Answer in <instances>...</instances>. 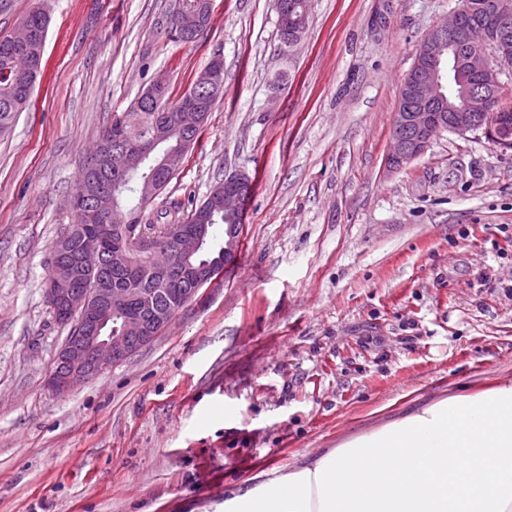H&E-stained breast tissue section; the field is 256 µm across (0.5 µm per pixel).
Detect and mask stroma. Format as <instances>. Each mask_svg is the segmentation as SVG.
<instances>
[{
	"label": "stroma",
	"instance_id": "35a3bbf8",
	"mask_svg": "<svg viewBox=\"0 0 512 512\" xmlns=\"http://www.w3.org/2000/svg\"><path fill=\"white\" fill-rule=\"evenodd\" d=\"M170 0H9L50 16L29 109L0 137V512H215L228 488L512 379V148L439 133L386 168L416 49L459 0H312L284 44L273 0H213L196 43ZM224 98L165 193L254 187L224 284L125 362L58 395L68 326L46 299L78 170L158 73L214 57Z\"/></svg>",
	"mask_w": 512,
	"mask_h": 512
}]
</instances>
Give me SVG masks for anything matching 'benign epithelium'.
Here are the masks:
<instances>
[{"label": "benign epithelium", "instance_id": "benign-epithelium-1", "mask_svg": "<svg viewBox=\"0 0 512 512\" xmlns=\"http://www.w3.org/2000/svg\"><path fill=\"white\" fill-rule=\"evenodd\" d=\"M279 22L290 31L288 43L299 41L301 31L290 30L288 0H276ZM486 21H469L470 5L465 3L444 22L435 25L419 44L411 79L402 84L399 102L391 126V148L387 167L402 169L422 156L432 140L442 131L459 135L482 132L502 146L512 144V125L486 123L494 115L497 99L493 95L499 83V70L494 68L486 46L491 34L502 51L512 42V0H485ZM20 52L31 60L41 56L44 38L37 35L23 19L12 34ZM224 64L216 57L206 68L203 83L195 94L184 99L182 112H197L201 103L217 95L223 86ZM137 149L130 145L112 147L109 162L112 170L121 173L136 162ZM253 181L246 173L224 177V217L240 218L242 205L252 192ZM204 237L198 229L177 227L170 235L171 248L166 270L188 276L194 288L183 299L182 306L193 301L199 290L208 285L220 271L214 264L195 266L190 259L201 252ZM64 240L53 248V262L48 276L46 294L56 305L55 319L71 325L69 334L58 351L48 387L59 395L71 392L78 384L125 361L153 337L145 335V321L140 315H129L125 308L129 296L124 288H76L74 267L96 271L105 261L102 236L92 228L82 232L76 248V262L65 259ZM121 318L120 334H105L102 329Z\"/></svg>", "mask_w": 512, "mask_h": 512}]
</instances>
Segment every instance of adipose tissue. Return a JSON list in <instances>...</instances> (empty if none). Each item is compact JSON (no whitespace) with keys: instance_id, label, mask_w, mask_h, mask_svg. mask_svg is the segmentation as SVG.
<instances>
[{"instance_id":"ef3b65f1","label":"adipose tissue","mask_w":512,"mask_h":512,"mask_svg":"<svg viewBox=\"0 0 512 512\" xmlns=\"http://www.w3.org/2000/svg\"><path fill=\"white\" fill-rule=\"evenodd\" d=\"M216 512H512V380L256 475Z\"/></svg>"}]
</instances>
